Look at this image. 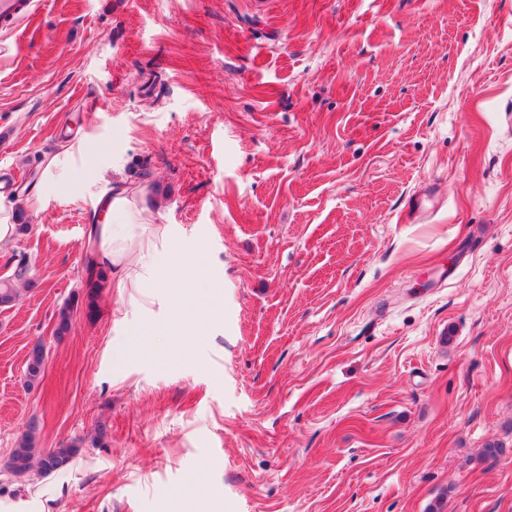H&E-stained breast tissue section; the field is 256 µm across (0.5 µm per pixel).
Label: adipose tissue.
Returning a JSON list of instances; mask_svg holds the SVG:
<instances>
[{"label":"adipose tissue","mask_w":512,"mask_h":512,"mask_svg":"<svg viewBox=\"0 0 512 512\" xmlns=\"http://www.w3.org/2000/svg\"><path fill=\"white\" fill-rule=\"evenodd\" d=\"M97 150L89 143L42 160L46 190L80 181L87 160ZM143 188L122 181L97 199L103 220L92 226L94 260L109 270L116 290L113 315L127 325L131 348L157 352L159 336L203 335L223 315L218 294L211 290L208 259L195 244L182 239L169 224H156L145 207ZM182 300H169L170 288Z\"/></svg>","instance_id":"obj_1"}]
</instances>
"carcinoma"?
I'll list each match as a JSON object with an SVG mask.
<instances>
[{
	"label": "carcinoma",
	"instance_id": "cac0c4a2",
	"mask_svg": "<svg viewBox=\"0 0 512 512\" xmlns=\"http://www.w3.org/2000/svg\"><path fill=\"white\" fill-rule=\"evenodd\" d=\"M83 269L82 312L91 321L97 317L98 297L107 286L108 272L88 255L84 257ZM31 270V264L23 257L17 261L10 274L0 278V308H11L20 301L21 287L32 285ZM74 308L75 302H67L57 313L53 335L59 341L69 335L74 326ZM44 352L45 346L40 341L29 352L24 375L26 384L30 387L43 378ZM38 435L39 426L32 420L26 431L15 441L14 464H6V468L14 476L22 477L34 468L44 476L62 472L71 465L83 444V440L78 438L44 451L38 448Z\"/></svg>",
	"mask_w": 512,
	"mask_h": 512
}]
</instances>
